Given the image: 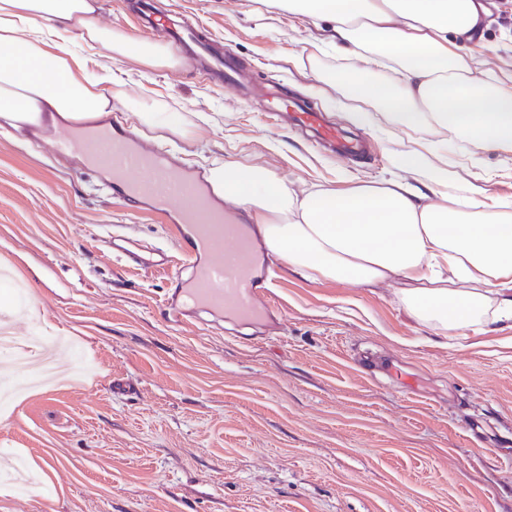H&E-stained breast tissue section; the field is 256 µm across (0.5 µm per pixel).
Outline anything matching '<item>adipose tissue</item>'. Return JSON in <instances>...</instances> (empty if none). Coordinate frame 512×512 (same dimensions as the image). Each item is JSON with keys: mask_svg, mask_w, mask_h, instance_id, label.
Returning a JSON list of instances; mask_svg holds the SVG:
<instances>
[{"mask_svg": "<svg viewBox=\"0 0 512 512\" xmlns=\"http://www.w3.org/2000/svg\"><path fill=\"white\" fill-rule=\"evenodd\" d=\"M272 12L323 23L321 44L343 48L352 68L298 69L361 104L354 125L373 124L378 106L398 129L423 130L396 154L398 179H369L338 191H296L263 165L214 161L215 193L245 213L267 253L304 277L357 285L403 283L414 320L443 330L512 329V202L473 189L458 194L457 173L436 136L465 145L466 166L481 152H512V71L482 67L476 35L488 24L480 0H261ZM97 0H0V126L18 132L59 123L78 127L111 114L110 73L92 71L67 37L146 66L173 68L169 45L100 26ZM125 104L139 136L158 129L181 139L193 125L166 103ZM421 174L422 184L408 176ZM437 195L427 202L426 191Z\"/></svg>", "mask_w": 512, "mask_h": 512, "instance_id": "1", "label": "adipose tissue"}]
</instances>
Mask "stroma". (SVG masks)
<instances>
[{"label":"stroma","instance_id":"35a3bbf8","mask_svg":"<svg viewBox=\"0 0 512 512\" xmlns=\"http://www.w3.org/2000/svg\"><path fill=\"white\" fill-rule=\"evenodd\" d=\"M486 67L512 70V0H483ZM97 21L133 38L138 0H100ZM232 52L244 82L322 111L344 131L347 100L329 106L293 66L344 65L318 53L311 21L265 13L259 0H155ZM111 70L113 122L135 118L122 96L183 109L196 132L148 142L182 164L258 163L298 190L397 178L395 153L417 132L359 128L343 159L309 133L274 127L263 97L236 94L183 56L174 68L99 57ZM491 195L512 199V152L481 155ZM78 155H52L0 128V263L28 309L0 287L15 336L54 338L58 374L0 412V512H512V334L442 331L414 322L399 283L311 281L269 258L266 293L280 324L220 313L175 321L181 285L109 250L114 227L168 250L158 215L128 211Z\"/></svg>","mask_w":512,"mask_h":512}]
</instances>
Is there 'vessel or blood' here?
I'll return each mask as SVG.
<instances>
[{"instance_id": "1", "label": "vessel or blood", "mask_w": 512, "mask_h": 512, "mask_svg": "<svg viewBox=\"0 0 512 512\" xmlns=\"http://www.w3.org/2000/svg\"><path fill=\"white\" fill-rule=\"evenodd\" d=\"M149 26L179 45L199 39V28L190 21L177 25L169 16L159 15L150 19ZM269 110L292 127L312 131L317 143L332 145L341 156L359 148L322 113L297 99L276 97ZM52 141L57 153L88 156L120 189L121 200L132 202L136 210L161 215L163 223L185 242L175 258L164 249L115 235L109 241L113 253L144 271L164 272L177 280L189 275L191 286L185 294L201 307L239 317L264 311L260 285L266 277L265 266L242 229L239 213L212 192L201 171L146 146L127 129L104 122L84 137L70 127L56 130Z\"/></svg>"}]
</instances>
